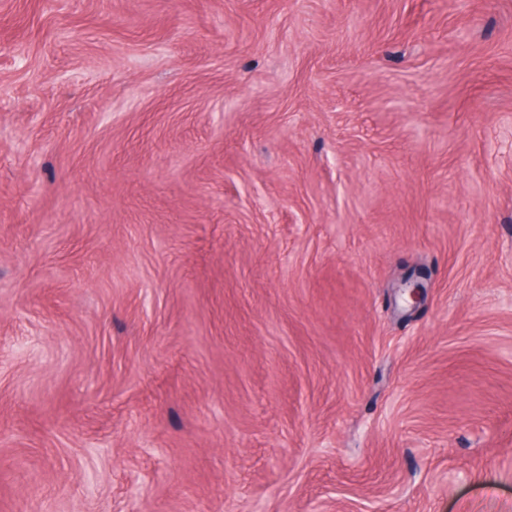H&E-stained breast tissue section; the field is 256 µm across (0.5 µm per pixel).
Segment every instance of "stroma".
<instances>
[{
    "label": "stroma",
    "mask_w": 512,
    "mask_h": 512,
    "mask_svg": "<svg viewBox=\"0 0 512 512\" xmlns=\"http://www.w3.org/2000/svg\"><path fill=\"white\" fill-rule=\"evenodd\" d=\"M0 512H512V0H0Z\"/></svg>",
    "instance_id": "35a3bbf8"
}]
</instances>
